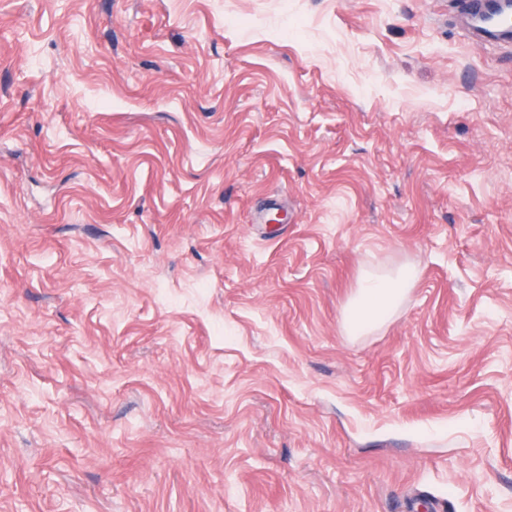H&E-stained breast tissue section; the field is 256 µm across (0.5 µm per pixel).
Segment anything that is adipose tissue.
I'll list each match as a JSON object with an SVG mask.
<instances>
[{"label":"adipose tissue","instance_id":"adipose-tissue-1","mask_svg":"<svg viewBox=\"0 0 512 512\" xmlns=\"http://www.w3.org/2000/svg\"><path fill=\"white\" fill-rule=\"evenodd\" d=\"M416 278V271L408 267L383 275L365 274L345 314L348 331L362 333L387 321Z\"/></svg>","mask_w":512,"mask_h":512}]
</instances>
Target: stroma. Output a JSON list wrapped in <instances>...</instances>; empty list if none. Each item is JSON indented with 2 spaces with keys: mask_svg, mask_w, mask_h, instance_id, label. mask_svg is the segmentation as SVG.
Masks as SVG:
<instances>
[{
  "mask_svg": "<svg viewBox=\"0 0 512 512\" xmlns=\"http://www.w3.org/2000/svg\"><path fill=\"white\" fill-rule=\"evenodd\" d=\"M456 5L0 0V512H512V42ZM416 278V271L408 267L383 275L365 274L345 314L347 330L354 334L362 333L387 321Z\"/></svg>",
  "mask_w": 512,
  "mask_h": 512,
  "instance_id": "stroma-1",
  "label": "stroma"
}]
</instances>
